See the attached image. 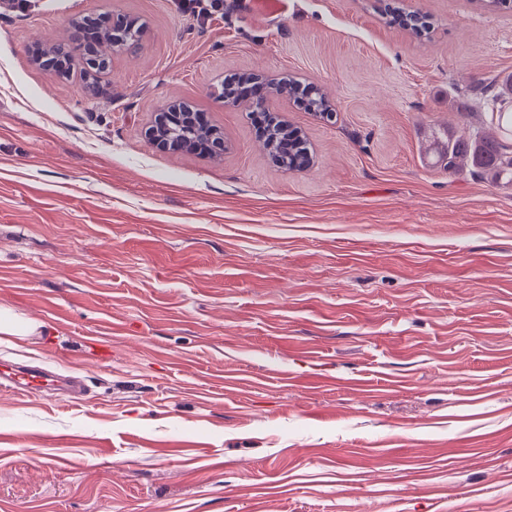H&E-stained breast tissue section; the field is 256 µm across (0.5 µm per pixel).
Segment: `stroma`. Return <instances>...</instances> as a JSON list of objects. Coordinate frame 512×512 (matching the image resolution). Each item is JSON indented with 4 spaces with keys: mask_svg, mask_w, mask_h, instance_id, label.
<instances>
[{
    "mask_svg": "<svg viewBox=\"0 0 512 512\" xmlns=\"http://www.w3.org/2000/svg\"><path fill=\"white\" fill-rule=\"evenodd\" d=\"M0 0V304L46 333L0 361L89 393L0 386V512H512V185L422 161L512 75V7L400 0ZM114 10L146 22L108 74L32 40ZM321 86L271 110L306 170L260 147L223 77ZM222 160L162 152L167 102ZM386 15L389 24L409 30L416 36L427 35L433 28V22L429 15L406 11L403 7L388 5ZM299 81L288 78L281 81L280 86L276 90L278 96L287 95L290 98L304 99L305 105L311 111L319 115L331 116L330 103L325 91L316 85L306 84L301 88ZM186 105L184 101L169 102L160 112H156L154 119L145 131L149 142L161 150H180L188 152L212 154H224V136L217 131L213 135L197 144L183 135L178 134V129L185 125L184 116L190 115L198 121L208 124L209 121L204 112H183Z\"/></svg>",
    "mask_w": 512,
    "mask_h": 512,
    "instance_id": "stroma-1",
    "label": "stroma"
}]
</instances>
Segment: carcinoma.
Segmentation results:
<instances>
[{"label": "carcinoma", "mask_w": 512, "mask_h": 512, "mask_svg": "<svg viewBox=\"0 0 512 512\" xmlns=\"http://www.w3.org/2000/svg\"><path fill=\"white\" fill-rule=\"evenodd\" d=\"M391 25L411 31L417 36L426 35L433 28L429 15L410 12L403 7L389 6L386 10ZM90 48L93 55L105 66H110L112 55L118 52L120 42L127 35L117 33L112 26L101 24L92 28ZM483 103L501 111L503 101L512 99V75L504 82L497 80L484 84ZM279 96L301 98L308 109L314 112L330 111V103L325 91L311 84L300 85L290 78L281 81L276 90ZM509 126L503 129V135L496 137L486 135L481 130L468 127L463 130L445 129V133L433 142L442 162L450 172L470 164V173L494 183L512 184V113H508ZM263 148L274 158H281L297 170H304L310 165V157L303 147L304 139L286 123L268 118L265 133L260 136Z\"/></svg>", "instance_id": "cac0c4a2"}]
</instances>
